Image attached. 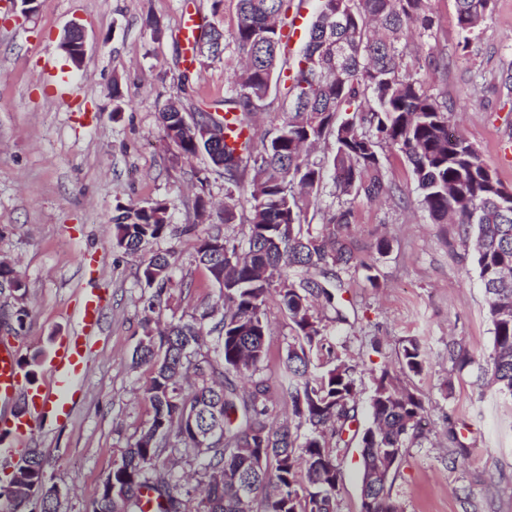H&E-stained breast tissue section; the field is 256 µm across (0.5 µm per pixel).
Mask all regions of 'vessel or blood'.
<instances>
[{
  "mask_svg": "<svg viewBox=\"0 0 512 512\" xmlns=\"http://www.w3.org/2000/svg\"><path fill=\"white\" fill-rule=\"evenodd\" d=\"M104 307V297L99 289L83 293L76 315V329L61 344L51 364V390L24 388L14 351L0 344V402L22 395L29 403L25 414L0 417V439L7 442L6 447L0 448L1 457L11 456L15 443L32 436L45 414L54 413L60 420L69 417L71 389L85 371L88 343L101 321Z\"/></svg>",
  "mask_w": 512,
  "mask_h": 512,
  "instance_id": "b4317fda",
  "label": "vessel or blood"
}]
</instances>
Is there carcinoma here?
Instances as JSON below:
<instances>
[{
    "instance_id": "carcinoma-1",
    "label": "carcinoma",
    "mask_w": 512,
    "mask_h": 512,
    "mask_svg": "<svg viewBox=\"0 0 512 512\" xmlns=\"http://www.w3.org/2000/svg\"><path fill=\"white\" fill-rule=\"evenodd\" d=\"M462 47L469 46L492 9V0H455ZM290 0H237L236 28L225 35L212 27L196 56L214 60L224 53L226 38L241 57L230 94L224 98L231 118L201 114L219 132L224 180L239 185L249 176V230L237 241L216 231L198 239L195 261L204 266L227 303L220 312L205 309L179 318L162 329H148L139 339L133 363L150 367L146 388L153 415L146 428L112 466V483H104L92 512H143L142 500L156 512H333L340 495L336 449L351 437L362 448L363 477L377 488L375 512H401L391 495L390 477L421 429L423 406L411 392L399 390L388 371L375 379L370 399L371 425L352 430L357 394L354 366L327 342L325 328L311 313L320 302L343 318L338 290L342 272L364 270L376 283L372 266L361 261L342 236L351 223L349 201L399 188L385 189L383 145L399 149L411 166L419 205L434 223L459 225L474 241V263L484 288L492 324V351L484 373L503 395L512 397V191L488 167L475 146L450 123L452 113L423 88L422 81L402 72L401 36L432 26L428 0H319L302 51L289 68L280 63ZM346 15L345 24L330 17ZM341 41L346 55L336 67L328 41ZM294 111L257 148L249 135L254 115L280 83ZM184 111L172 101L160 113L166 138L184 157L207 151L197 134L180 126ZM334 153L317 162L305 148L326 137ZM240 140L239 147L226 139ZM335 188L337 207L323 214L322 231L303 229L325 176ZM224 223L237 221L234 191L226 189ZM112 216L115 244L130 254L177 231L169 205L117 206ZM141 279L161 298L172 284L170 263L157 253L142 265ZM276 293L294 325L281 381L292 420L274 423L268 403L270 387L255 383L239 392L230 374L254 376L267 357L269 334L265 303ZM20 302L12 313L16 334L26 327L27 291L16 289ZM403 368L424 369L421 345L410 340L402 349ZM176 431L181 448L163 441ZM212 431L207 448L197 435ZM195 460L197 484L188 487L176 475L178 460ZM0 485V496L22 507L30 492L40 497V512H58L47 483L44 461L26 457ZM250 482L252 497L242 505L239 479Z\"/></svg>"
}]
</instances>
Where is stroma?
<instances>
[{"mask_svg": "<svg viewBox=\"0 0 512 512\" xmlns=\"http://www.w3.org/2000/svg\"><path fill=\"white\" fill-rule=\"evenodd\" d=\"M429 7L433 26L410 37L402 69L454 112L484 162L512 187V0H494L466 49L459 45L455 0H430ZM189 11L203 31L216 26L229 33L237 23L236 0H38L28 16L12 0H0V259L13 263L30 311L24 333L0 330V342L11 345L19 362L31 363L33 386L51 385V356L75 329L82 290L107 295L69 419L46 417L13 456L0 459L3 478L37 449L60 490L59 512H89L121 449L152 417L144 392L150 371L131 361L146 325L199 314L217 301V287L194 260L198 237L217 228L239 238L247 230L248 190L238 193L241 223H224L222 169L203 155L180 156L161 125L172 99L190 113L223 114L237 60L230 45L218 59L182 66L179 29ZM72 23L86 34L78 69L59 47ZM382 174L403 198L355 199L346 230L377 281L344 275L345 321L314 310L328 340L356 367V424L370 423L374 379L389 371L421 400L426 416L422 438L391 477L402 512H512V399L478 379L493 338L472 249L456 226L433 223L420 208L411 167L397 148L384 147ZM201 198L212 203L203 218L196 213ZM155 199L169 203L180 234L135 255L117 248L116 204ZM383 239L390 247L381 252ZM156 252L168 255L174 285L151 310L152 290L140 275ZM266 313L270 359L261 376L274 383L295 331L277 294L269 295ZM411 339L425 357L418 375L400 359ZM452 340L471 356L467 366L449 361ZM451 428L467 448L453 465ZM337 463L336 512H359L358 442L338 449Z\"/></svg>", "mask_w": 512, "mask_h": 512, "instance_id": "stroma-1", "label": "stroma"}]
</instances>
